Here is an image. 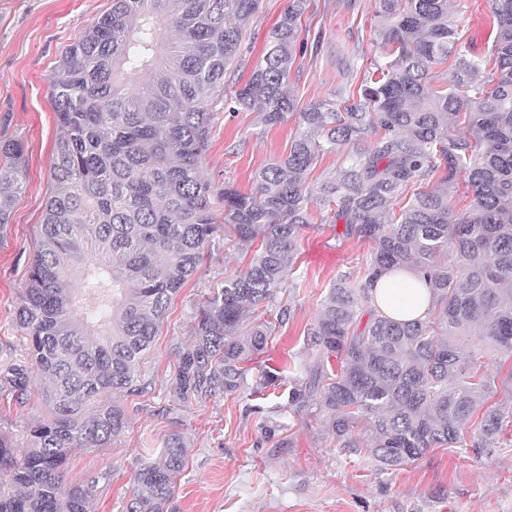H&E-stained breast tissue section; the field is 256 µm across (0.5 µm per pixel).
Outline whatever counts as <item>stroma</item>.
Here are the masks:
<instances>
[{
  "label": "stroma",
  "mask_w": 512,
  "mask_h": 512,
  "mask_svg": "<svg viewBox=\"0 0 512 512\" xmlns=\"http://www.w3.org/2000/svg\"><path fill=\"white\" fill-rule=\"evenodd\" d=\"M112 0H0V137L21 139L28 185L18 196L9 228L0 236V359L22 342L14 311L39 246V226L52 184L56 117L50 78L64 49L111 8ZM288 0H262L246 24L238 74L249 78L268 34ZM459 49L482 55L497 29L490 0H456ZM382 21L375 0H310L302 26L309 48L289 77L300 105L334 98L340 84H360L377 55ZM297 132L294 119L268 127L255 112L218 113L210 133L204 176L215 191L230 185L250 192L256 171L284 156ZM297 261L271 304L287 317L257 358L246 387L203 403H179L168 383L181 352L194 339L196 314L209 289L242 269L251 251L230 228L218 248L175 296L141 366L149 384L142 396L114 394L128 424L106 448H77L64 479H97L95 512H123L133 476L156 458L172 428L188 447L176 487V512H512V446L485 455L433 448L412 464L382 469L371 457L340 448L322 418L294 413L288 392L292 363L312 357L307 331L337 277L364 269L370 245L345 239L309 209ZM278 379L268 398L251 388L267 374ZM168 415H158V408Z\"/></svg>",
  "instance_id": "35a3bbf8"
}]
</instances>
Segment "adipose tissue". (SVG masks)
<instances>
[{
    "label": "adipose tissue",
    "mask_w": 512,
    "mask_h": 512,
    "mask_svg": "<svg viewBox=\"0 0 512 512\" xmlns=\"http://www.w3.org/2000/svg\"><path fill=\"white\" fill-rule=\"evenodd\" d=\"M373 295L378 310L401 322L425 318L431 306L430 290L423 278L410 272L382 275Z\"/></svg>",
    "instance_id": "obj_1"
}]
</instances>
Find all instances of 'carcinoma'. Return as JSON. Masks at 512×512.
Instances as JSON below:
<instances>
[{"mask_svg":"<svg viewBox=\"0 0 512 512\" xmlns=\"http://www.w3.org/2000/svg\"><path fill=\"white\" fill-rule=\"evenodd\" d=\"M449 2L379 0V55L359 88L305 109L289 74L307 48L308 0H290L236 89L260 0H112L65 49L50 79L52 187L15 311L24 346L0 362V396L21 407L37 393L47 414L23 448L0 425V512H94L96 482L63 481L69 453L106 448L126 427L112 394L148 393L144 355L214 239L203 163L224 109L257 112L267 127L292 116L297 133L251 192L221 193L224 223L257 249L201 303L170 398L200 403L241 389L245 363L275 330L258 309L275 300L316 203L371 252L362 277L343 275L324 296L288 405L313 407L341 447L386 469L431 448L501 447L512 394L488 403L495 379L469 341L477 334L512 358V0H491L498 30L486 57L457 51ZM446 62L452 84L429 85ZM342 146L345 164L309 187L322 157ZM459 179L471 190L461 213ZM26 185L22 142L1 140V234ZM404 269L431 288L423 321L392 320L373 302L377 278ZM187 452L180 432L169 434L136 471L126 512H175Z\"/></svg>","mask_w":512,"mask_h":512,"instance_id":"carcinoma-1","label":"carcinoma"}]
</instances>
